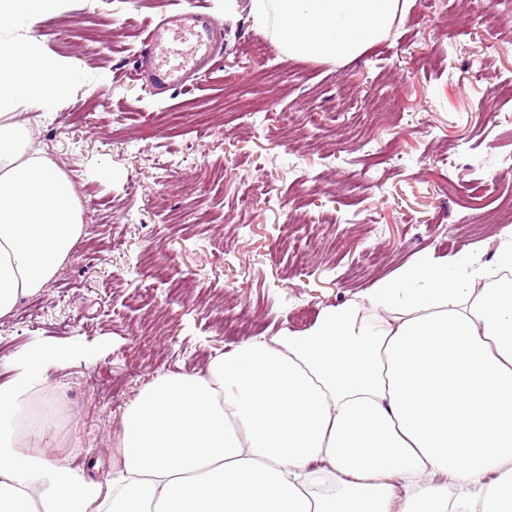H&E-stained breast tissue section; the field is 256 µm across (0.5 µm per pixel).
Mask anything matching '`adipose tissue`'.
Masks as SVG:
<instances>
[{
  "mask_svg": "<svg viewBox=\"0 0 512 512\" xmlns=\"http://www.w3.org/2000/svg\"><path fill=\"white\" fill-rule=\"evenodd\" d=\"M400 0H252L288 56L351 60ZM71 81L35 37L0 44V320L81 239L68 175L17 119ZM70 348L0 357V512H512V228L495 270L422 258L303 333L251 336L206 374L165 373L126 405L106 482L41 450L35 391Z\"/></svg>",
  "mask_w": 512,
  "mask_h": 512,
  "instance_id": "ef3b65f1",
  "label": "adipose tissue"
}]
</instances>
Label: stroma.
Listing matches in <instances>:
<instances>
[{
	"mask_svg": "<svg viewBox=\"0 0 512 512\" xmlns=\"http://www.w3.org/2000/svg\"><path fill=\"white\" fill-rule=\"evenodd\" d=\"M205 2L224 54L182 89L137 77L169 0H62L26 31L72 68L50 110L18 119L72 180L96 265L66 261L29 326L0 321V356L71 348L49 371L48 450L100 480L125 405L157 375L304 332L426 255L471 247L493 265L488 216L512 197V5L492 25L488 0H405L379 44L336 62L288 59L252 0ZM152 264L167 275L144 277Z\"/></svg>",
	"mask_w": 512,
	"mask_h": 512,
	"instance_id": "1",
	"label": "stroma"
}]
</instances>
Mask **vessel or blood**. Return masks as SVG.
<instances>
[{
    "label": "vessel or blood",
    "instance_id": "b4317fda",
    "mask_svg": "<svg viewBox=\"0 0 512 512\" xmlns=\"http://www.w3.org/2000/svg\"><path fill=\"white\" fill-rule=\"evenodd\" d=\"M221 53L202 0L174 10L169 24L148 29L142 41L141 65L152 82L185 87L189 75Z\"/></svg>",
    "mask_w": 512,
    "mask_h": 512
}]
</instances>
